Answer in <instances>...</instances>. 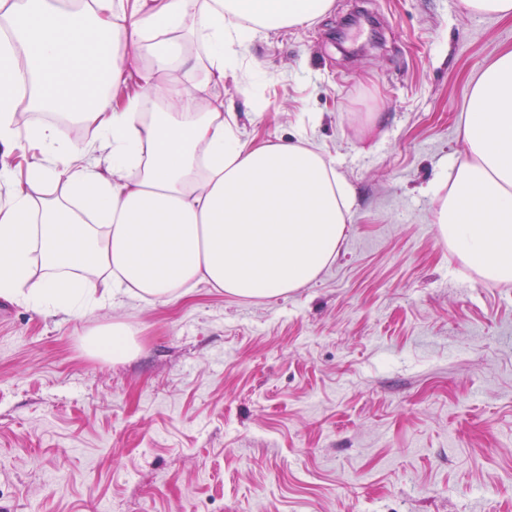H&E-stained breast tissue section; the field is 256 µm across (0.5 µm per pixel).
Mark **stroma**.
Returning <instances> with one entry per match:
<instances>
[{
	"instance_id": "obj_1",
	"label": "stroma",
	"mask_w": 512,
	"mask_h": 512,
	"mask_svg": "<svg viewBox=\"0 0 512 512\" xmlns=\"http://www.w3.org/2000/svg\"><path fill=\"white\" fill-rule=\"evenodd\" d=\"M506 49L512 18L459 0H334L251 41L224 109L335 161V260L268 298L0 299V512H512V282L441 237L435 192ZM115 322L130 359L91 350Z\"/></svg>"
}]
</instances>
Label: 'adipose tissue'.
<instances>
[{"instance_id": "adipose-tissue-1", "label": "adipose tissue", "mask_w": 512, "mask_h": 512, "mask_svg": "<svg viewBox=\"0 0 512 512\" xmlns=\"http://www.w3.org/2000/svg\"><path fill=\"white\" fill-rule=\"evenodd\" d=\"M333 0H0V298L40 316L125 298L171 301L200 283L245 298L288 294L336 257L349 189L298 141L242 139L197 59L236 75L263 31L310 24ZM154 111H145L146 101ZM94 128L82 146L52 120ZM441 237L487 279L512 280V49L474 80Z\"/></svg>"}]
</instances>
